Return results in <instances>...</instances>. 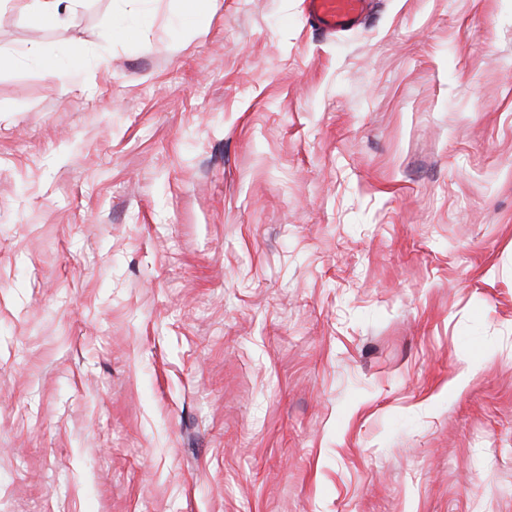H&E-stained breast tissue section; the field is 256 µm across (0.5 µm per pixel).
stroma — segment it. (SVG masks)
Instances as JSON below:
<instances>
[{"instance_id":"1","label":"stroma","mask_w":512,"mask_h":512,"mask_svg":"<svg viewBox=\"0 0 512 512\" xmlns=\"http://www.w3.org/2000/svg\"><path fill=\"white\" fill-rule=\"evenodd\" d=\"M0 8V512H512V0ZM70 1L72 0H31L29 8L35 19L55 22L66 12ZM371 0H305L308 21L318 28L337 32L359 24Z\"/></svg>"}]
</instances>
